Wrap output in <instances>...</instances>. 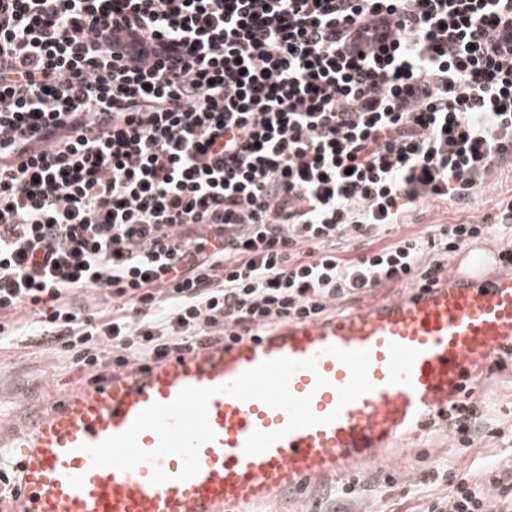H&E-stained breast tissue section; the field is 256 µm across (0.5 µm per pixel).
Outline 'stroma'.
I'll use <instances>...</instances> for the list:
<instances>
[{
  "label": "stroma",
  "instance_id": "1",
  "mask_svg": "<svg viewBox=\"0 0 512 512\" xmlns=\"http://www.w3.org/2000/svg\"><path fill=\"white\" fill-rule=\"evenodd\" d=\"M512 195V166H503L490 188L467 205L445 201L412 211L398 233H420L430 224H459L491 214L495 203ZM86 371L21 340L0 346V412L8 431L27 429L70 386L87 380ZM481 415L473 441L462 445L447 427L434 423L406 446L376 464L348 470L304 496L302 512H426L448 494L449 479L490 485L493 476H512V361L493 369L474 388ZM352 494H343L348 482Z\"/></svg>",
  "mask_w": 512,
  "mask_h": 512
}]
</instances>
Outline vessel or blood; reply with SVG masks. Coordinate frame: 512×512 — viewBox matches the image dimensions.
<instances>
[{"label":"vessel or blood","instance_id":"obj_1","mask_svg":"<svg viewBox=\"0 0 512 512\" xmlns=\"http://www.w3.org/2000/svg\"><path fill=\"white\" fill-rule=\"evenodd\" d=\"M489 254L468 247L452 261L447 278L406 298L374 300L327 319H298L265 336L127 368L63 392L24 433L15 435L8 459L18 491L9 512H253L297 499L308 484L372 460L427 421L447 417L491 367L512 356V274L489 278ZM365 349L373 391L346 405L338 387L351 373L328 346ZM314 359L289 388L311 396L320 416L337 419L288 432L264 453L243 452L253 431L285 429L288 415L261 401L221 393L222 385L261 362ZM328 384L316 388L317 376ZM187 386L217 388L208 404L215 433L199 448L200 470L181 481L179 457L143 462L121 471L96 467L83 444L126 431L150 404L172 402ZM169 476L154 485V468Z\"/></svg>","mask_w":512,"mask_h":512}]
</instances>
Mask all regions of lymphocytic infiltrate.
I'll use <instances>...</instances> for the list:
<instances>
[{
    "instance_id": "lymphocytic-infiltrate-1",
    "label": "lymphocytic infiltrate",
    "mask_w": 512,
    "mask_h": 512,
    "mask_svg": "<svg viewBox=\"0 0 512 512\" xmlns=\"http://www.w3.org/2000/svg\"><path fill=\"white\" fill-rule=\"evenodd\" d=\"M507 164L512 0H0V345L121 367L438 282L512 196L395 230Z\"/></svg>"
}]
</instances>
